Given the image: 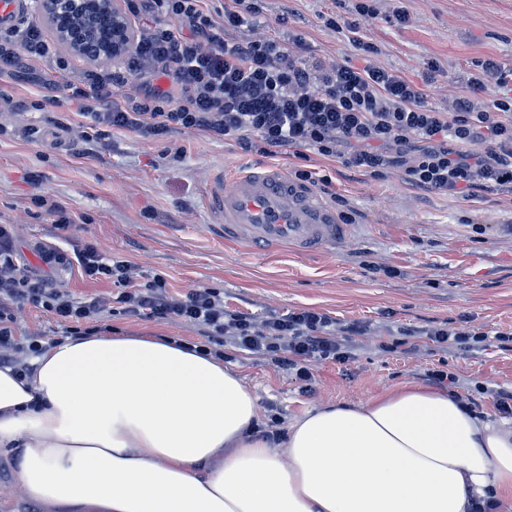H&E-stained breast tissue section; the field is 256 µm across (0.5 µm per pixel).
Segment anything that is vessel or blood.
Listing matches in <instances>:
<instances>
[{
	"label": "vessel or blood",
	"instance_id": "obj_1",
	"mask_svg": "<svg viewBox=\"0 0 512 512\" xmlns=\"http://www.w3.org/2000/svg\"><path fill=\"white\" fill-rule=\"evenodd\" d=\"M28 12V0H0V27ZM206 203L225 242L256 251L288 247L304 256L324 255L348 239L347 225L311 185L275 169L217 174L206 189Z\"/></svg>",
	"mask_w": 512,
	"mask_h": 512
}]
</instances>
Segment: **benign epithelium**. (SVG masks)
Wrapping results in <instances>:
<instances>
[{"label":"benign epithelium","mask_w":512,"mask_h":512,"mask_svg":"<svg viewBox=\"0 0 512 512\" xmlns=\"http://www.w3.org/2000/svg\"><path fill=\"white\" fill-rule=\"evenodd\" d=\"M34 10L47 20L63 46L90 61L120 58L132 39L127 17L112 0H34ZM100 16L109 17L110 25L98 31Z\"/></svg>","instance_id":"benign-epithelium-1"}]
</instances>
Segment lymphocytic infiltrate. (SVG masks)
I'll use <instances>...</instances> for the list:
<instances>
[{
    "mask_svg": "<svg viewBox=\"0 0 512 512\" xmlns=\"http://www.w3.org/2000/svg\"><path fill=\"white\" fill-rule=\"evenodd\" d=\"M133 10L154 22L138 31L122 66L85 71L67 96L73 115L47 119L66 133L72 116L85 119L73 155L109 147L121 130L147 140L198 131L267 157L311 149L343 156L346 165L372 173L400 167L406 181L423 191L455 195L479 187L512 188V97L483 108L471 100L511 87L512 62L488 61L471 80V96L447 113L429 107L423 89L392 69L339 64L316 82L305 61L289 50L288 39L227 38L228 30L254 26L262 11L256 0H226L220 12L209 11L205 0H136ZM167 15L181 18L184 30L164 25ZM56 53L41 27L23 19L0 30V77L19 56L46 59ZM148 64L155 75L169 78V87L133 82ZM37 253L48 268L75 262L86 278L117 284L120 291L75 299L22 262L14 226L1 224L0 366L20 373L28 369L25 356L40 349L38 337L16 334L18 313L27 304L51 313L74 337L97 335L98 321L116 303L130 318L178 320L240 351L266 356L306 383L314 364L353 361L357 337L368 333L360 321L339 326L314 309L258 323L226 310L217 289L198 286L175 295L160 277L135 288L127 261L105 258L91 244L71 254L41 244Z\"/></svg>",
    "mask_w": 512,
    "mask_h": 512,
    "instance_id": "1",
    "label": "lymphocytic infiltrate"
}]
</instances>
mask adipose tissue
<instances>
[{"label":"adipose tissue","instance_id":"obj_1","mask_svg":"<svg viewBox=\"0 0 512 512\" xmlns=\"http://www.w3.org/2000/svg\"><path fill=\"white\" fill-rule=\"evenodd\" d=\"M0 368V447L42 512H512V423L415 382L313 407L267 439L218 356L158 336L67 338Z\"/></svg>","mask_w":512,"mask_h":512}]
</instances>
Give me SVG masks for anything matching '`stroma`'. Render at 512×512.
Here are the masks:
<instances>
[{"mask_svg": "<svg viewBox=\"0 0 512 512\" xmlns=\"http://www.w3.org/2000/svg\"><path fill=\"white\" fill-rule=\"evenodd\" d=\"M358 0H264L257 26L231 31V38H278L294 34L310 67L324 72L337 64L389 67L420 85L429 106L451 111L470 93L469 81L487 59L512 58V0H373V16H358ZM405 8L406 22L396 11ZM359 20L365 40L377 49L372 60L354 51L327 25L330 17ZM435 62L437 72L426 69ZM31 62L20 58L0 92V123L44 124L33 101L64 96L89 62L67 57ZM185 150L171 162L169 148ZM271 166L286 174L314 172L327 180L321 198L335 204L348 241L326 255L305 259L278 250L265 256L224 242L205 201L218 172L232 174ZM42 175L41 186L28 181ZM49 196L74 215L89 216L62 240L65 249L94 244L100 252L135 268V281L164 277L170 290L204 285L219 289L224 306L260 319L313 308L338 322L373 324L354 362H325L313 370L312 391L301 389L266 359L224 346V363L239 372L256 394L261 429L329 402L359 401L405 381L425 382L427 371L456 377L451 393L491 410L479 385L512 390V350L490 340L477 350L452 352L421 338L412 353L393 352L403 330L469 320L492 333L512 330V191L480 188L469 196L424 192L407 184L401 169L380 174L347 167L341 157L290 149L274 158L188 131L145 140L115 133L110 151L74 157L68 138L49 132L39 141L0 142V224L14 225L18 248L33 259L32 245L47 241L48 220L34 194ZM103 325L143 336H166L215 348L191 325L104 315Z\"/></svg>", "mask_w": 512, "mask_h": 512, "instance_id": "1", "label": "stroma"}]
</instances>
